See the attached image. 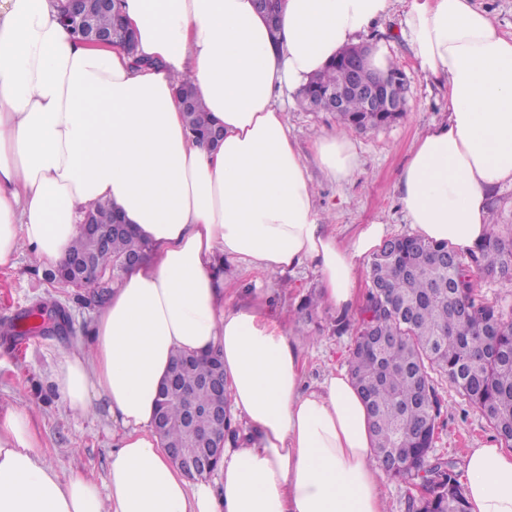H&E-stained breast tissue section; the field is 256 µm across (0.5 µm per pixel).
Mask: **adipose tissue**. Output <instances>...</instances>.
<instances>
[{
    "mask_svg": "<svg viewBox=\"0 0 512 512\" xmlns=\"http://www.w3.org/2000/svg\"><path fill=\"white\" fill-rule=\"evenodd\" d=\"M397 0H281L269 29L254 0H122L136 51L77 41L63 0H0V268L20 250L64 264L86 208L103 202L151 252L114 286L86 346L49 383L75 416L112 419L107 488L61 479L28 409L0 415V512H385L367 407L343 368L304 382L301 340L262 303L232 304L224 264L313 267L322 303H357L358 269L384 222L342 242L324 224L286 118L345 47ZM403 36L448 92L398 176L418 237L466 255L491 231L490 197L512 184V38L473 0H406ZM196 89L218 145L191 137L176 91ZM316 162L343 185L361 166L342 130ZM220 351L232 417L215 481L187 476L153 427L174 352ZM470 512H512V451L466 455Z\"/></svg>",
    "mask_w": 512,
    "mask_h": 512,
    "instance_id": "ef3b65f1",
    "label": "adipose tissue"
}]
</instances>
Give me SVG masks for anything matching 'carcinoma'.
I'll return each mask as SVG.
<instances>
[{
  "instance_id": "1",
  "label": "carcinoma",
  "mask_w": 512,
  "mask_h": 512,
  "mask_svg": "<svg viewBox=\"0 0 512 512\" xmlns=\"http://www.w3.org/2000/svg\"><path fill=\"white\" fill-rule=\"evenodd\" d=\"M118 24L115 8L92 12L91 27L97 30ZM346 80L345 69L333 64L308 87L334 89ZM336 116L357 130L388 120L384 113L363 112L357 98ZM185 117L194 137L217 144V129L205 119L198 97ZM149 250V243L129 229L103 239L82 232L69 254L71 264L47 270L45 277L60 285L78 282L83 292L76 303L100 308L127 272L125 261L145 258ZM369 269L371 288L357 319L349 372L370 413L376 466L391 480L422 485L423 494L407 496V512H469L456 462L433 454L443 403L432 374L446 377L484 415L500 444L512 448V313L487 301L477 287L481 278L512 273V232L493 229L465 259L446 243L395 237L373 254ZM39 314L43 321L36 335L69 331L68 310L57 301H37L16 320ZM211 374L210 364L199 358L178 383L198 384ZM193 437L188 425L168 429L163 439L165 446L177 447Z\"/></svg>"
}]
</instances>
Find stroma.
Returning <instances> with one entry per match:
<instances>
[{"label": "stroma", "instance_id": "stroma-1", "mask_svg": "<svg viewBox=\"0 0 512 512\" xmlns=\"http://www.w3.org/2000/svg\"><path fill=\"white\" fill-rule=\"evenodd\" d=\"M401 12H394L368 34L369 42L382 43L408 77L407 114L390 125L369 130H352L362 154L361 171L347 186L325 179L315 163L311 136L318 130L336 128L335 114L308 112L292 105L286 117L312 174L317 205L333 224L341 240H349L361 225L383 219L386 235H408V224L399 204L397 174L407 162L417 136L430 124L448 117V93L421 72L407 40L401 34ZM30 253H22L16 266L0 271V325L10 322L35 300L51 298L71 303L75 291L46 283ZM224 276L231 283L236 305H247L264 297L271 316L281 319L291 335L304 340L307 384L321 381L335 366H347L355 333L336 335V310L319 305L311 315L300 316L307 296L318 293L313 269L293 275L266 273L225 264ZM95 312L74 309L71 332L63 337L34 336L13 345L0 343V410L12 406L32 409L41 434L46 459L60 475L79 472L106 487L112 452V421L103 409L83 418L72 416L51 391L48 377L62 351L83 345L90 333ZM445 406L435 441V453L463 462L469 449L493 438L482 413L466 403L448 382L437 385Z\"/></svg>", "mask_w": 512, "mask_h": 512}]
</instances>
